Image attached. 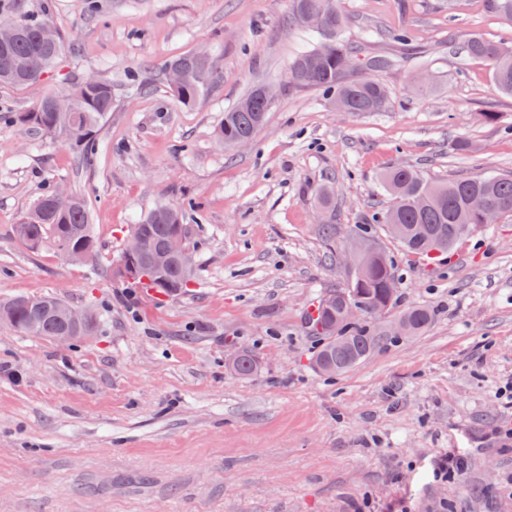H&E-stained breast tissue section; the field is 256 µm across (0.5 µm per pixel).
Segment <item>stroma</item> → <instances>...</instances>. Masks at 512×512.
<instances>
[{
  "instance_id": "stroma-1",
  "label": "stroma",
  "mask_w": 512,
  "mask_h": 512,
  "mask_svg": "<svg viewBox=\"0 0 512 512\" xmlns=\"http://www.w3.org/2000/svg\"><path fill=\"white\" fill-rule=\"evenodd\" d=\"M98 4L28 0L66 49L41 79L0 86V301L52 295L98 314L95 334L70 346L0 323V512H357L366 499L512 512V404L496 396L512 381V216L476 227L444 260L403 251L371 221L391 203L389 166L434 182L512 174V96L461 56L474 36L512 46V24L483 0H338L348 42L395 60L376 75L391 110L349 113L289 84L290 61L314 41L289 27L291 0ZM198 51L219 78L185 106L165 68ZM423 72L432 82L419 92ZM87 75L112 82L93 156L18 122ZM258 85L277 90L265 123L248 145L219 146L225 110ZM460 139L470 151H455ZM55 185L85 198L95 264L15 237ZM160 204L199 216L195 276L177 295L117 272L128 226ZM325 224L341 239L365 228L400 279L396 305L374 321L376 348L333 377L314 368L321 340L305 322L347 281ZM414 305L433 310L431 324L385 335ZM231 348L259 370L231 374ZM450 449L463 471L435 480Z\"/></svg>"
}]
</instances>
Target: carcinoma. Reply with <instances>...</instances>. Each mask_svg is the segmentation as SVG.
<instances>
[{"mask_svg": "<svg viewBox=\"0 0 512 512\" xmlns=\"http://www.w3.org/2000/svg\"><path fill=\"white\" fill-rule=\"evenodd\" d=\"M487 13L512 22V0H483ZM314 10L321 14L323 28L312 33L320 41L298 53L289 65L291 81L299 87L320 89L330 94L336 107L345 112H387L392 107L385 88L367 77L369 72L390 68L394 60L388 56L359 57L353 46L340 39L345 17L336 0H292V18L302 25L301 14ZM13 17L20 29L7 47L0 46V86L22 87L41 74L50 72L65 50L64 39L56 35V43L44 44L40 35L52 27L43 15L27 9L26 0H0V18ZM466 58L481 60L490 67L496 88L512 95V47L472 37L466 43ZM358 59V73L341 68V59ZM185 71L184 84L174 90L178 101L196 105L208 88L215 83L217 72L209 58L198 59L194 54L177 57L167 69ZM70 109L56 111L39 102L23 112L20 121L28 127L54 137L85 154L95 149L96 133L112 111V83L103 79L93 84L76 82L61 91ZM271 103L252 89L232 108L224 111V121L215 129V137L224 145L233 146L243 137H253L264 122ZM381 186L391 197V205L374 219L376 224H399L401 234L396 241L409 252L426 254L430 240L438 242L437 257H444L474 226L483 223L484 214L492 208L512 215V176L485 174L444 183H430L408 167H391L381 176ZM184 209L159 205L142 220L131 225V231L145 241L152 257L167 254L171 239L186 225ZM15 235L31 249L50 242L60 254L79 249L92 263L97 257V244L89 224L87 202L77 194L67 201L57 200L53 190L43 193L29 216L15 226ZM396 277L395 261L384 250L369 258L360 276L340 289L327 292L319 300L315 313L307 316L311 331L322 337L323 343L313 358L322 374H340L367 357L381 338V332L370 320L389 311L396 303L392 297L391 280ZM191 277L183 275L178 266L168 262L158 267L147 288L174 294L187 287ZM356 302L364 308L360 317H342V302ZM57 297H15L0 302V313L9 323L27 336L52 339L59 331L69 329L72 341L78 342L95 329V319L73 327L61 311L43 317L34 313L37 306L53 307ZM401 318L406 322L404 335L414 336L432 321V312L424 307H412ZM258 368L255 356L243 353L239 361L227 369L238 376H248Z\"/></svg>", "mask_w": 512, "mask_h": 512, "instance_id": "carcinoma-1", "label": "carcinoma"}]
</instances>
